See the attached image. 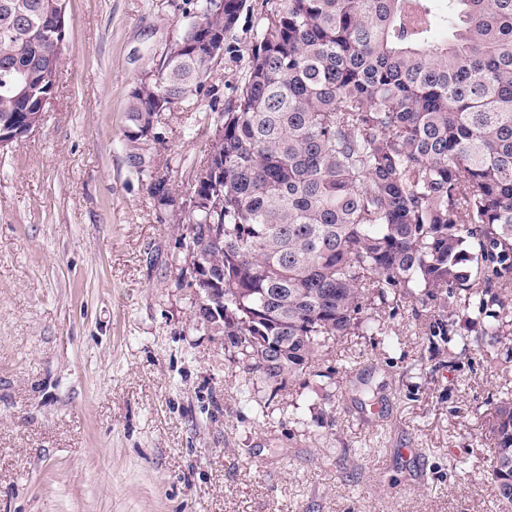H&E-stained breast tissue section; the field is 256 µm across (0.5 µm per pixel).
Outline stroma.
<instances>
[{
  "label": "stroma",
  "mask_w": 512,
  "mask_h": 512,
  "mask_svg": "<svg viewBox=\"0 0 512 512\" xmlns=\"http://www.w3.org/2000/svg\"><path fill=\"white\" fill-rule=\"evenodd\" d=\"M195 2L67 0L56 92L0 150V512H504L487 427L512 400V339L463 347L485 317L421 292L376 305L383 330L277 391L197 325L185 227L136 167L186 201L264 0L188 109L123 137Z\"/></svg>",
  "instance_id": "stroma-1"
}]
</instances>
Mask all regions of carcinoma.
Segmentation results:
<instances>
[{"mask_svg": "<svg viewBox=\"0 0 512 512\" xmlns=\"http://www.w3.org/2000/svg\"><path fill=\"white\" fill-rule=\"evenodd\" d=\"M245 0H196L231 34ZM66 25L57 0H0V128L26 131L57 87ZM131 90L124 137L201 92L194 28ZM208 179L177 205L224 314L195 321L280 388L375 300L417 288L483 313L512 305V0H266L237 95L211 117ZM507 335L490 321L473 344ZM281 345L274 358L264 340ZM499 502L512 505V401L489 431Z\"/></svg>", "mask_w": 512, "mask_h": 512, "instance_id": "carcinoma-1", "label": "carcinoma"}]
</instances>
